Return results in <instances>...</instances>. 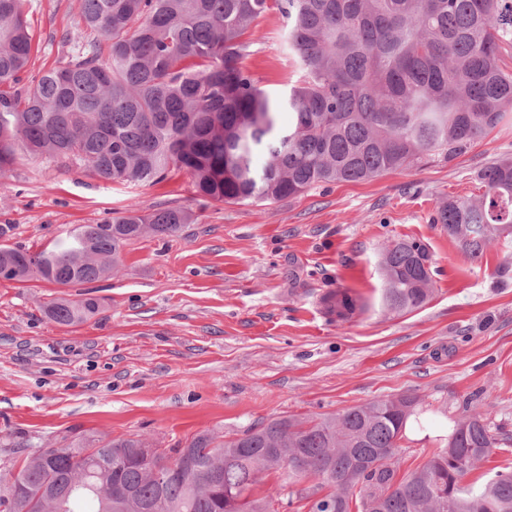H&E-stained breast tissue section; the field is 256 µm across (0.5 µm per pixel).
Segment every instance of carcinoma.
Wrapping results in <instances>:
<instances>
[{"mask_svg":"<svg viewBox=\"0 0 512 512\" xmlns=\"http://www.w3.org/2000/svg\"><path fill=\"white\" fill-rule=\"evenodd\" d=\"M288 20L303 75L284 94L259 88L241 59L257 20ZM108 42L102 49L98 36ZM67 62L21 88L32 38L21 0H0V178L20 153L86 164L100 179L133 185L185 171L197 196L220 203L277 202L320 184L452 159L512 112V73L498 64L512 44V0H81ZM288 112V126L279 125ZM474 197L439 203L434 223L472 261L512 247V158L485 165ZM193 214L135 208L80 224L38 251L6 244L0 278L83 286L122 270L123 249L148 234L173 236ZM383 304L421 307L432 293L431 259L419 241L382 252ZM339 321L360 305L325 294ZM93 297L50 301L45 315L71 325L95 316ZM417 398L401 394L311 420L279 418L223 441L197 434L198 480L154 482L131 452L138 436L113 438L77 458L32 454L12 463L16 493L0 488V512H268L262 476L288 469V506L307 512H512V470L472 479L501 448L482 405L467 403L446 447L407 477L401 440Z\"/></svg>","mask_w":512,"mask_h":512,"instance_id":"obj_1","label":"carcinoma"}]
</instances>
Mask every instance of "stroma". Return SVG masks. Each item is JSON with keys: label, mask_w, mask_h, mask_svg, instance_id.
I'll return each instance as SVG.
<instances>
[{"label": "stroma", "mask_w": 512, "mask_h": 512, "mask_svg": "<svg viewBox=\"0 0 512 512\" xmlns=\"http://www.w3.org/2000/svg\"><path fill=\"white\" fill-rule=\"evenodd\" d=\"M32 35L25 80L61 65L79 0H22ZM243 64L278 95L302 70L278 12L258 21ZM512 157V119L448 160L365 182L322 185L275 203L201 200L190 177L154 186L105 181L85 166L20 156L0 179V224L33 250L134 207L191 210L173 237L122 252L121 273L89 284L100 311L62 325L44 308L74 288L0 279V466L38 448L141 436L172 448L200 432L223 440L276 418H316L409 393L401 473L427 462L466 401L512 439V270L502 252L471 262L432 222L441 199L480 194L477 171ZM424 243L432 288L420 308L383 307L385 245ZM345 289L364 311L324 310Z\"/></svg>", "instance_id": "stroma-1"}]
</instances>
